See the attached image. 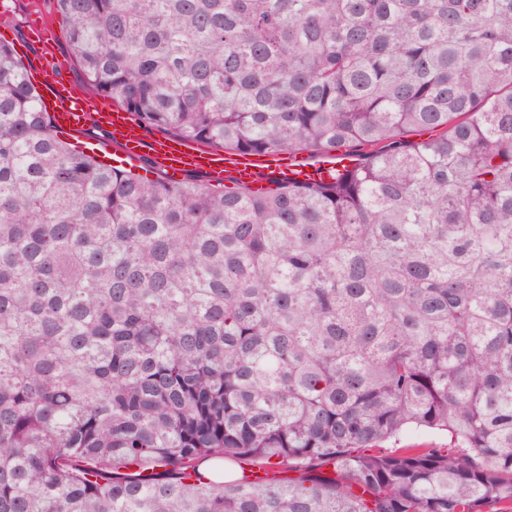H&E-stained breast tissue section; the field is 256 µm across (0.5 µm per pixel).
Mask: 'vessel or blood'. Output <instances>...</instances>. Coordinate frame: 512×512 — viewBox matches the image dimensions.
<instances>
[{
    "label": "vessel or blood",
    "instance_id": "vessel-or-blood-1",
    "mask_svg": "<svg viewBox=\"0 0 512 512\" xmlns=\"http://www.w3.org/2000/svg\"><path fill=\"white\" fill-rule=\"evenodd\" d=\"M37 77L42 86V104L56 127L72 131L81 129L87 122H95L109 130L113 144L119 146L124 158L131 161L148 152L166 171L203 170L216 179L228 177L254 187L291 178L318 180L327 177L330 170L336 167L332 161L317 166L299 163L288 165L273 156L256 164L222 149L206 148L179 137L148 141L137 132L130 112L123 107L111 106L98 98L86 96L62 72L41 70Z\"/></svg>",
    "mask_w": 512,
    "mask_h": 512
}]
</instances>
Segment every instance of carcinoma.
I'll use <instances>...</instances> for the list:
<instances>
[{
  "instance_id": "cac0c4a2",
  "label": "carcinoma",
  "mask_w": 512,
  "mask_h": 512,
  "mask_svg": "<svg viewBox=\"0 0 512 512\" xmlns=\"http://www.w3.org/2000/svg\"><path fill=\"white\" fill-rule=\"evenodd\" d=\"M55 2L141 125L367 151L151 179L60 140L0 40V512H512V0Z\"/></svg>"
}]
</instances>
